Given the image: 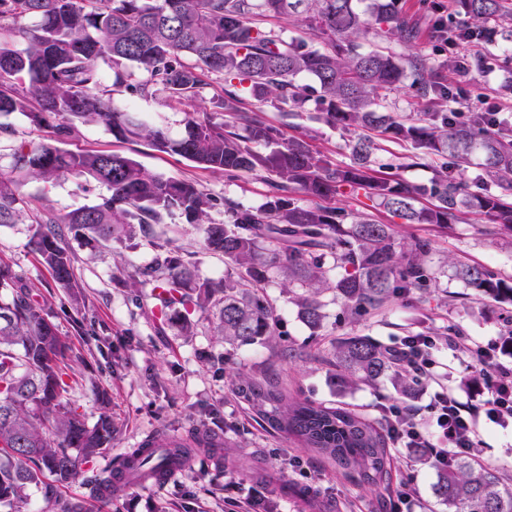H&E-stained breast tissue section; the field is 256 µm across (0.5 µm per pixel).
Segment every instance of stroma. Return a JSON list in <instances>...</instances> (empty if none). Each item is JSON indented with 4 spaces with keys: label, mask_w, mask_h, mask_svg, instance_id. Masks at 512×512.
Here are the masks:
<instances>
[{
    "label": "stroma",
    "mask_w": 512,
    "mask_h": 512,
    "mask_svg": "<svg viewBox=\"0 0 512 512\" xmlns=\"http://www.w3.org/2000/svg\"><path fill=\"white\" fill-rule=\"evenodd\" d=\"M399 7L416 22L418 37L407 44L389 39L383 42L386 47L405 56L423 53L440 66L445 84L456 93L473 105L497 112L502 122H512V97L499 93L502 70L496 59L498 46L489 45L492 58L485 69L459 78L445 66L457 49L440 40L435 28L437 21L448 18V0H399ZM102 87L110 91L116 108L142 113L174 134L180 132L187 112H213L212 98L220 91L219 86H211L202 98L184 106L113 88L108 74ZM262 116L270 124L284 126L286 134H307L313 149L335 162L349 163L348 134L327 124L316 109L287 121L281 112L267 106ZM68 147L121 153L152 173L194 180L215 197L246 206L259 205L271 191L261 177L229 179L197 168L180 156L157 151L145 142L117 141L99 125L79 127ZM404 154L403 146L386 141L376 162L395 165L403 184L428 183L438 166L437 159L428 157L408 165ZM25 192L33 209L65 214L94 204L105 189L97 184L84 188L65 179L53 186L32 181ZM333 204L373 213L380 222L392 225L402 240H429L427 266L433 275L429 290L392 295L381 308L355 322L346 318L342 302L332 292H324L328 318L321 334L314 336L275 278L268 283L266 293L280 308L281 335L270 344L239 349L214 336L198 312L191 315L197 323L194 335H182L162 319L150 288L141 289L142 304L132 302L130 289L116 278V253L109 248L93 251L74 246V272L84 303L80 311L64 310L66 292L52 286L49 272L28 248L27 225L0 226V261L10 264L23 283L37 290L55 313L61 335L72 349V400L88 423H95L103 413L112 418V446L97 458V467H107L122 458L150 433H173L185 442L195 434L215 433L220 439L219 447L195 449L190 465L167 482H137L107 499L93 493L80 477L58 487V504L78 505L79 512H224L225 498L249 492L270 512H388L391 490L405 483L414 491L416 512H448L433 492L435 468L417 463L411 449L391 448L389 489L356 485L337 473L330 460L262 426L256 414L233 393L237 376L259 379L271 375L288 396L341 406L376 422L381 406L427 404L431 385H421L410 397L401 395L387 380L337 394L329 379V367L321 360L331 340L354 333L388 348L403 336L422 333L443 338L453 328L467 336L474 348L500 341L502 306L483 305L475 288L453 274L455 264L466 262L490 267L512 279V237L503 235L487 216L474 211L461 223L444 229L435 224L404 223L384 209L373 208L362 194L336 197ZM435 359L434 382L447 385L462 400L481 399L480 388L468 383L479 369L472 355L456 353L443 344ZM292 454L304 461L306 473L289 468ZM470 455L481 463L504 466L512 474V431L481 430Z\"/></svg>",
    "instance_id": "obj_1"
}]
</instances>
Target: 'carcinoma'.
I'll return each mask as SVG.
<instances>
[{"label":"carcinoma","instance_id":"1","mask_svg":"<svg viewBox=\"0 0 512 512\" xmlns=\"http://www.w3.org/2000/svg\"><path fill=\"white\" fill-rule=\"evenodd\" d=\"M397 2L370 0L359 11L354 0H0V20L32 19L0 26V116L18 112L32 126L52 129L45 142L17 145L8 170L0 172V225L29 221L30 251L78 308L71 241L95 249L123 245L139 234L154 238L155 225L179 216L184 223L177 232L198 235L205 251L224 258V277L199 276L171 238L158 244L152 263L131 272L120 265L117 271L125 275L134 303L146 285L165 288L166 296L155 297L159 311H198L215 335L236 347L267 345L280 335V310L264 294L278 276L314 336L327 318L326 290L352 317L380 308L394 293L426 291L432 281L428 240L404 242L372 215L326 201L362 190L406 224L444 227L463 210L476 209L512 235V129L483 114L453 122V93L428 58L359 51L357 39L372 31L402 43L416 38L415 23ZM291 15L304 16L321 47L270 26V20ZM448 16L456 19L449 43H486L494 34L491 22L507 36L512 3L448 0ZM104 64L112 69L113 85L142 98L160 93L172 104L194 100L222 81L213 97L217 111L187 113L173 136L113 106L101 89ZM484 64L480 55L448 59L462 73ZM130 67L143 78L128 82ZM407 81L417 102H429L435 111L406 118L380 111L384 96ZM244 92L257 111H240ZM311 99L327 123L359 132L348 141L349 163L333 162L302 135L283 137L260 115L268 103L297 115ZM240 123L245 136L237 132ZM85 124L101 125L119 141L143 140L230 178L263 177L273 190L260 205L244 206L221 201L192 180L150 173L120 153L64 148ZM379 136L407 144L412 162L449 154L465 163L478 152L480 172L468 184L443 163L429 183L404 185L391 174L375 173ZM253 143L270 151L257 152ZM65 177L96 182L107 193L64 215L33 211L24 185L52 186ZM423 196L432 203L415 205ZM220 205L224 221L216 223L211 212ZM454 275L478 288L482 300L512 304V283L497 272L459 263ZM67 352L51 309L0 263V512H21L33 488L46 503L55 502L57 485L76 479L81 467L112 447V419L102 415L90 425L71 401ZM329 364L339 394L385 379L402 395L413 389L414 377L368 336L335 341ZM234 392L268 426L336 463L346 479L372 487L387 480L385 428L343 407L290 402L270 380L240 378ZM189 451L184 444L141 449L117 469L92 473L89 483L99 494L110 492L124 467L154 480ZM434 494L448 512H512V477L467 456L437 470Z\"/></svg>","mask_w":512,"mask_h":512}]
</instances>
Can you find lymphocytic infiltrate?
<instances>
[{
  "label": "lymphocytic infiltrate",
  "instance_id": "obj_1",
  "mask_svg": "<svg viewBox=\"0 0 512 512\" xmlns=\"http://www.w3.org/2000/svg\"><path fill=\"white\" fill-rule=\"evenodd\" d=\"M436 340L431 336H405L392 354L414 374L418 382L429 381L436 364ZM487 398L476 405L462 401L445 386H438L426 405L383 407V423L389 439L401 448H425L434 468L473 448L483 424L512 427V366L503 363L495 348L478 350Z\"/></svg>",
  "mask_w": 512,
  "mask_h": 512
}]
</instances>
